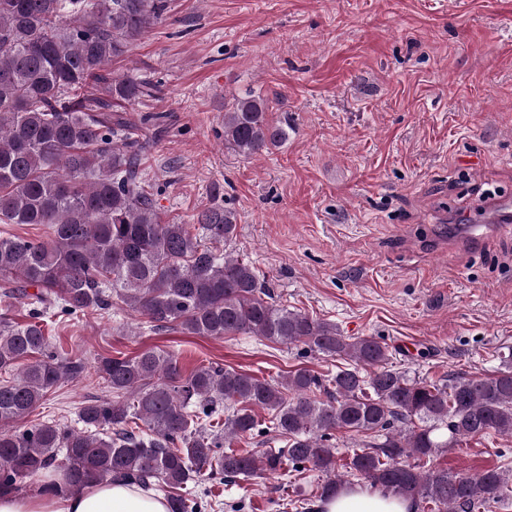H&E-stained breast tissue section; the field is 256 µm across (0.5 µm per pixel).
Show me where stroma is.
I'll use <instances>...</instances> for the list:
<instances>
[{"label":"stroma","instance_id":"obj_1","mask_svg":"<svg viewBox=\"0 0 512 512\" xmlns=\"http://www.w3.org/2000/svg\"><path fill=\"white\" fill-rule=\"evenodd\" d=\"M155 25L108 69L157 81L127 119L164 116L143 161L165 219L213 201L237 214L232 243L276 303L385 342L395 368L438 381L490 376L512 353V223L472 236L479 204L512 195V0H166ZM279 99L287 141L246 159L224 146V104ZM85 370L47 393L27 425L75 424L104 395L101 357L146 348L183 373L217 363L272 379L335 359L247 334L155 329L119 306L45 326ZM432 467L512 470V438L489 433ZM316 471L188 485L211 512H296Z\"/></svg>","mask_w":512,"mask_h":512}]
</instances>
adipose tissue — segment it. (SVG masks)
I'll return each mask as SVG.
<instances>
[{
  "instance_id": "obj_1",
  "label": "adipose tissue",
  "mask_w": 512,
  "mask_h": 512,
  "mask_svg": "<svg viewBox=\"0 0 512 512\" xmlns=\"http://www.w3.org/2000/svg\"><path fill=\"white\" fill-rule=\"evenodd\" d=\"M407 501L367 487L323 501L321 512H408ZM0 512H169L164 496L121 480L91 483L57 494L45 490L0 495Z\"/></svg>"
}]
</instances>
